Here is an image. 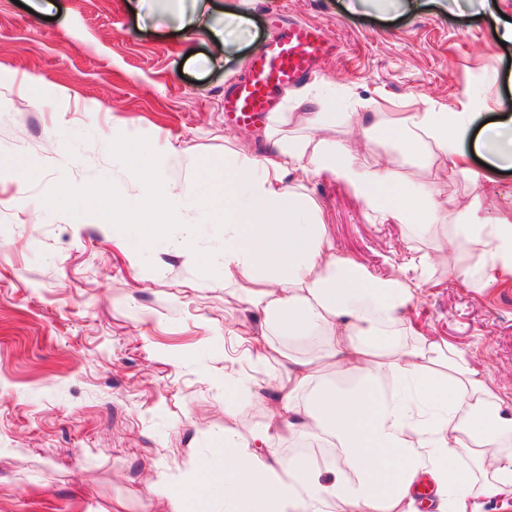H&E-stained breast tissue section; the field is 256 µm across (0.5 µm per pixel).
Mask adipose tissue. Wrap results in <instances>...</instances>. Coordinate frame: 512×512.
<instances>
[{
	"label": "adipose tissue",
	"instance_id": "1",
	"mask_svg": "<svg viewBox=\"0 0 512 512\" xmlns=\"http://www.w3.org/2000/svg\"><path fill=\"white\" fill-rule=\"evenodd\" d=\"M469 112H413L390 100L364 113L363 135L389 143L392 161L307 137L265 138L268 154L237 146L224 167V292L246 298L257 322L241 332L245 355L274 372L264 389L276 409L247 434L224 430V512H418L429 478L436 512H476L488 485L512 493V405L455 349L415 335L407 313L430 282L429 250L453 246L455 278L471 288L512 280V217L467 210L441 232L446 203L421 179L396 178L393 160L422 171L472 177L461 147ZM490 167L512 169V116L483 125L474 141ZM345 181L365 205L406 228L402 274L369 275L335 251L311 174ZM186 196L161 186L124 204L120 223L160 232ZM313 441L326 461L281 454ZM470 458L476 471L463 469Z\"/></svg>",
	"mask_w": 512,
	"mask_h": 512
}]
</instances>
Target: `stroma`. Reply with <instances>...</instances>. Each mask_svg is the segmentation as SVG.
Returning <instances> with one entry per match:
<instances>
[{
  "instance_id": "1",
  "label": "stroma",
  "mask_w": 512,
  "mask_h": 512,
  "mask_svg": "<svg viewBox=\"0 0 512 512\" xmlns=\"http://www.w3.org/2000/svg\"><path fill=\"white\" fill-rule=\"evenodd\" d=\"M0 0V512H167L158 471L206 484L220 469L224 406L262 419L267 398L225 378L266 368L228 331L249 305L224 295V152L266 146L264 127L224 121V93L273 36V16L319 27L334 51L295 90L326 101L325 121L290 136L377 155L356 129L380 96L417 112L512 114V0H210V28L180 26L191 0ZM246 17L237 25L231 13ZM224 31L216 43L212 28ZM152 159L191 202L168 237L116 223L134 200L133 167ZM477 181L431 178L449 211L512 212V172L471 156ZM75 202L59 207L60 190ZM309 193L327 235L377 277L405 253L402 224L319 173ZM410 313L425 336L467 352L512 404V287L463 286L444 265Z\"/></svg>"
}]
</instances>
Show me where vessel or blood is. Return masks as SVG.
<instances>
[{"mask_svg": "<svg viewBox=\"0 0 512 512\" xmlns=\"http://www.w3.org/2000/svg\"><path fill=\"white\" fill-rule=\"evenodd\" d=\"M330 51V44L309 25L298 22L281 28L226 93L227 118L244 126L263 123L271 111L274 91L317 75L318 59Z\"/></svg>", "mask_w": 512, "mask_h": 512, "instance_id": "vessel-or-blood-1", "label": "vessel or blood"}]
</instances>
